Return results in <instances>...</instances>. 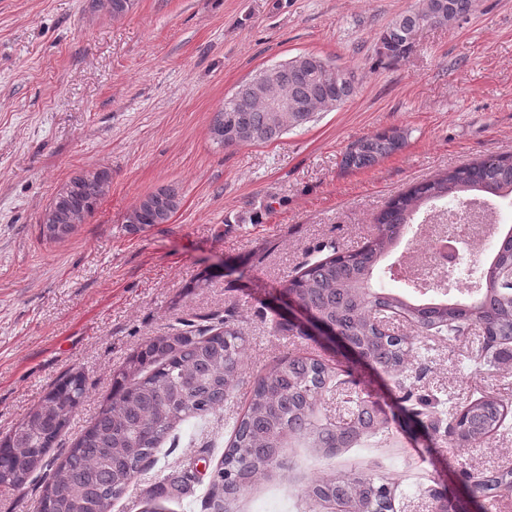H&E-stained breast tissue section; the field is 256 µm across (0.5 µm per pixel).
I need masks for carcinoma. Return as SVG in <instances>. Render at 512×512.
Returning a JSON list of instances; mask_svg holds the SVG:
<instances>
[{
    "mask_svg": "<svg viewBox=\"0 0 512 512\" xmlns=\"http://www.w3.org/2000/svg\"><path fill=\"white\" fill-rule=\"evenodd\" d=\"M473 0H419L378 34L384 58L398 62L416 47L426 24L450 25L465 17ZM356 73L322 57L298 54L286 61L266 94L286 98L293 112H267L251 82L238 86L215 112L224 119V139L217 145H255L276 140L311 122L317 112L345 104L356 93ZM404 137L395 129L352 142L341 158L345 170L370 167L399 150ZM104 184L78 186L71 223L64 234L98 208L112 171L102 168ZM181 191L167 184L146 195L135 207L139 223L162 224L176 211ZM512 199V155L490 156L445 169L390 199L375 217L373 237L357 250L332 248L326 258L304 265L284 290L306 308L336 325L359 355L336 369L316 360L288 354L254 380L246 411L233 423L224 459L211 475L202 501L205 512H231V505L256 479L287 470L283 449L304 442L313 448H356L367 438L388 439L391 423L407 417L449 438L457 448L471 447L505 427L508 404L483 395L450 413L438 398L415 393L409 356L412 337L382 330L381 318L397 315L418 336L452 340L477 327L482 340L471 352L481 367H493L497 350L512 344V284L503 273L512 267V226L497 232L490 258L480 265L478 280L459 296L423 302L405 290L384 286L376 278L382 263L413 233L417 216L444 200ZM247 340L235 314L213 313L201 323L187 320L166 336L149 339L112 375L106 405L61 461L46 459L68 427L87 391V379L71 371L42 397L14 430L0 439V484L24 488L41 472L38 512H103L120 498L143 471L162 442L188 418L203 417L224 406L239 382ZM362 368L393 380L398 413H381L378 403L353 390ZM196 475L185 470L166 476L179 495L193 490ZM512 485V467L486 471L475 480L481 508L503 497ZM339 499L355 512H392L391 493L363 473L329 474L314 480L305 499L325 503Z\"/></svg>",
    "mask_w": 512,
    "mask_h": 512,
    "instance_id": "1",
    "label": "carcinoma"
}]
</instances>
